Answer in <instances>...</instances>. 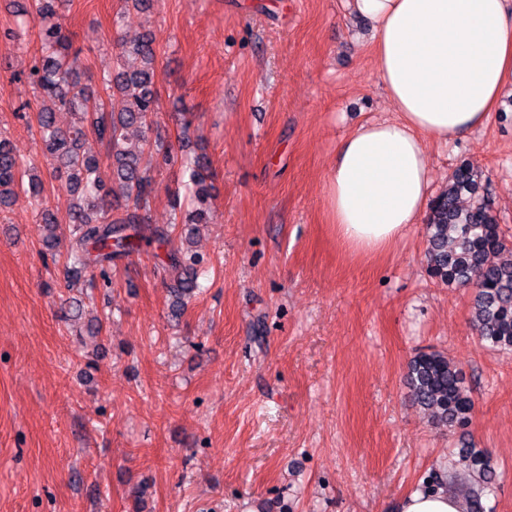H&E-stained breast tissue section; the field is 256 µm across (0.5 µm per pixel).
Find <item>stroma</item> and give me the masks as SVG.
<instances>
[{
	"mask_svg": "<svg viewBox=\"0 0 512 512\" xmlns=\"http://www.w3.org/2000/svg\"><path fill=\"white\" fill-rule=\"evenodd\" d=\"M55 20L99 95L117 38L153 37L161 136L209 162L205 273L175 320L155 250L123 258L92 337L65 317L73 293L30 200L0 211V512H397L462 439L497 469L488 512H512V354L480 340L472 289L431 277L425 224L370 258L331 224L337 143L396 116L370 21L346 0H62ZM41 54L36 22L0 0V138L62 220L70 196L20 78ZM425 152L436 194L461 161L480 170L512 242V85L482 126ZM151 174L143 220L180 246L182 170ZM430 350L465 373L466 427L410 396L407 365Z\"/></svg>",
	"mask_w": 512,
	"mask_h": 512,
	"instance_id": "obj_1",
	"label": "stroma"
}]
</instances>
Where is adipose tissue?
<instances>
[{
	"label": "adipose tissue",
	"instance_id": "1",
	"mask_svg": "<svg viewBox=\"0 0 512 512\" xmlns=\"http://www.w3.org/2000/svg\"><path fill=\"white\" fill-rule=\"evenodd\" d=\"M371 21L393 120L360 123L336 147L326 202L336 236L383 253L419 223L430 196L424 141L447 144L495 111L512 82V0H350Z\"/></svg>",
	"mask_w": 512,
	"mask_h": 512
}]
</instances>
